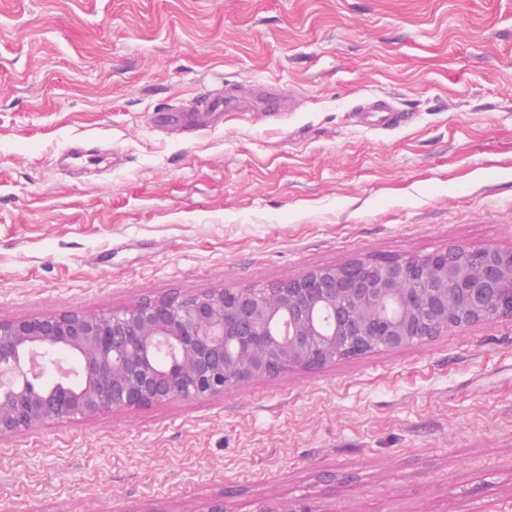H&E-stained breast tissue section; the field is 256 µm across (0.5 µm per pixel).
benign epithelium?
Returning a JSON list of instances; mask_svg holds the SVG:
<instances>
[{"mask_svg": "<svg viewBox=\"0 0 512 512\" xmlns=\"http://www.w3.org/2000/svg\"><path fill=\"white\" fill-rule=\"evenodd\" d=\"M363 260L288 278L256 297L244 288L204 290L172 302L146 300L120 312L0 320V438L49 422L92 419L114 409L195 400L286 371L320 368L356 336L368 351L402 349L418 327L438 336L512 318V248L450 247L423 257ZM335 314L322 329L318 313ZM66 348L79 384L36 389ZM30 354L28 363L19 352Z\"/></svg>", "mask_w": 512, "mask_h": 512, "instance_id": "obj_1", "label": "benign epithelium"}]
</instances>
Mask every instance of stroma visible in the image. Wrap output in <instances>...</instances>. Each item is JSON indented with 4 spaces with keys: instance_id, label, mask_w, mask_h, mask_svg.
<instances>
[{
    "instance_id": "1",
    "label": "stroma",
    "mask_w": 512,
    "mask_h": 512,
    "mask_svg": "<svg viewBox=\"0 0 512 512\" xmlns=\"http://www.w3.org/2000/svg\"><path fill=\"white\" fill-rule=\"evenodd\" d=\"M261 83L292 110L154 123ZM377 98L411 122L356 123ZM451 246L512 247V0H0V320ZM217 496L512 512V318L0 438V512Z\"/></svg>"
}]
</instances>
